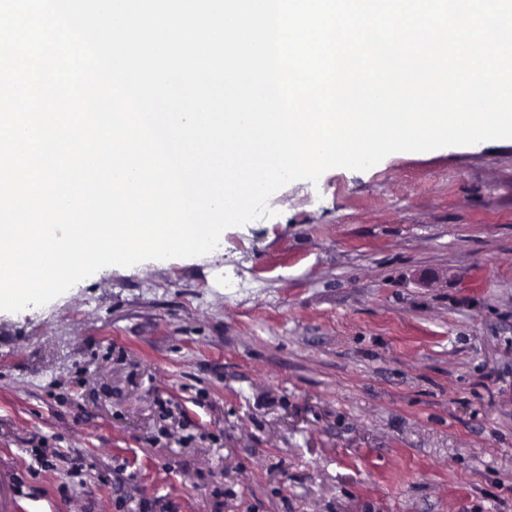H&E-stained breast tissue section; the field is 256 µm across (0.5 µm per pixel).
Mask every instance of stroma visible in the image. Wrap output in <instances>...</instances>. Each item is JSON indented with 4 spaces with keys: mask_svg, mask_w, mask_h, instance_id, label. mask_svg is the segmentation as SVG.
I'll return each instance as SVG.
<instances>
[{
    "mask_svg": "<svg viewBox=\"0 0 512 512\" xmlns=\"http://www.w3.org/2000/svg\"><path fill=\"white\" fill-rule=\"evenodd\" d=\"M269 206L0 311V512H512V140Z\"/></svg>",
    "mask_w": 512,
    "mask_h": 512,
    "instance_id": "35a3bbf8",
    "label": "stroma"
}]
</instances>
